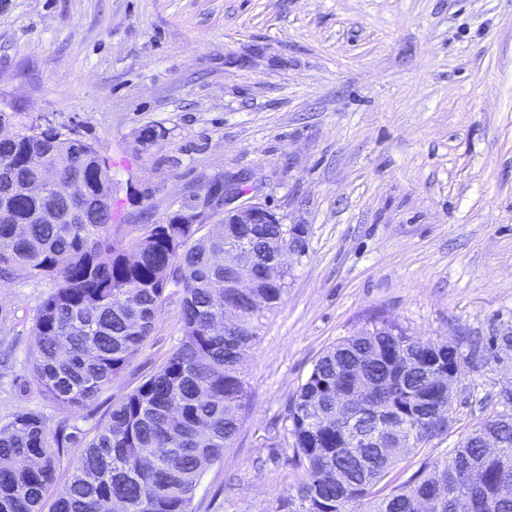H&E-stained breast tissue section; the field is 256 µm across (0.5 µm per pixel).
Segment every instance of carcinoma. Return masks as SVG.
<instances>
[{"mask_svg": "<svg viewBox=\"0 0 512 512\" xmlns=\"http://www.w3.org/2000/svg\"><path fill=\"white\" fill-rule=\"evenodd\" d=\"M12 127L0 136V278L49 279L52 290L34 310L27 354L41 394L65 410L91 407L128 369L153 331L167 290L181 293L182 336L160 368L112 405L92 437L69 419L51 425L35 409L0 422V512H44L68 449L77 447L64 492L49 512H192L208 466L220 461L239 429L249 399L242 363L265 314L282 302L293 268L261 273L253 288H224V242L254 252L257 270L281 248L300 263L303 224H230L191 240L187 224H144L126 239L112 223V167L94 146L50 124L0 112ZM37 195L20 187L47 173ZM81 177L84 200L59 195L56 180ZM50 213L52 221L40 217ZM262 306L252 305V298ZM233 324L219 333V318ZM461 355L439 341L408 334L376 316L337 339L314 362L292 395L286 420L300 477L284 498L288 512H417L448 476L466 467L481 474L459 499L433 512H512V414L484 419L449 453L427 452L432 438L415 433L448 413V384L429 377L458 367ZM355 409L376 445H356L344 425L317 412ZM383 407L387 418L371 409ZM505 447L481 448L483 435ZM416 470L404 481L393 470L409 455Z\"/></svg>", "mask_w": 512, "mask_h": 512, "instance_id": "obj_1", "label": "carcinoma"}]
</instances>
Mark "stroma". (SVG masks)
<instances>
[{"label": "stroma", "instance_id": "obj_1", "mask_svg": "<svg viewBox=\"0 0 512 512\" xmlns=\"http://www.w3.org/2000/svg\"><path fill=\"white\" fill-rule=\"evenodd\" d=\"M0 100L112 164L126 237L214 178L308 231L243 364L249 400L195 512H280L298 471L287 406L336 339L382 315L464 359L435 453L512 389V0H0ZM147 128L159 138L139 143ZM50 280L0 279V421L29 408L92 431L181 336L154 329L94 406L66 412L26 365Z\"/></svg>", "mask_w": 512, "mask_h": 512}]
</instances>
